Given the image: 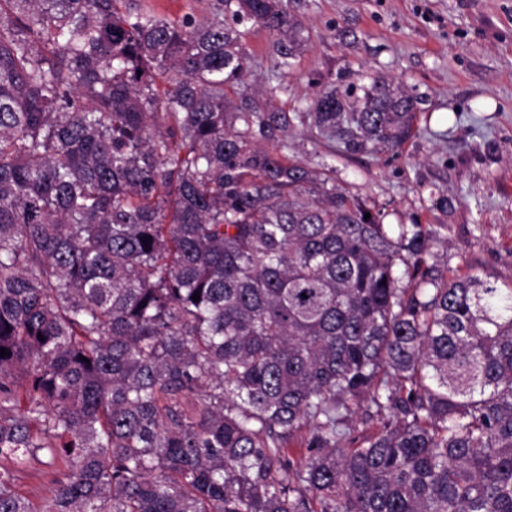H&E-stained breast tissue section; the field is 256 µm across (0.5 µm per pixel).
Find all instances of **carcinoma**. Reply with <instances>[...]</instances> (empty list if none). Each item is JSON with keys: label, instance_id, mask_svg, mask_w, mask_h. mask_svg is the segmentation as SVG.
I'll list each match as a JSON object with an SVG mask.
<instances>
[{"label": "carcinoma", "instance_id": "obj_1", "mask_svg": "<svg viewBox=\"0 0 512 512\" xmlns=\"http://www.w3.org/2000/svg\"><path fill=\"white\" fill-rule=\"evenodd\" d=\"M288 5L0 0V512H512V284L256 145L396 153L418 97H227L241 25L294 66ZM167 2V3H166ZM144 8L178 19L184 15H192L197 20L213 18L210 0H136ZM51 468L40 463H33L26 471L18 474L17 487L34 503L48 495Z\"/></svg>", "mask_w": 512, "mask_h": 512}]
</instances>
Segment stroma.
<instances>
[{"instance_id":"1","label":"stroma","mask_w":512,"mask_h":512,"mask_svg":"<svg viewBox=\"0 0 512 512\" xmlns=\"http://www.w3.org/2000/svg\"><path fill=\"white\" fill-rule=\"evenodd\" d=\"M308 44L275 69L273 35L242 28L254 59L239 91L305 111L317 85L383 74L420 98L416 133L399 156L332 155L298 125L283 155L333 168L337 185L387 224L436 230L425 256L445 274L512 283V0H294Z\"/></svg>"}]
</instances>
